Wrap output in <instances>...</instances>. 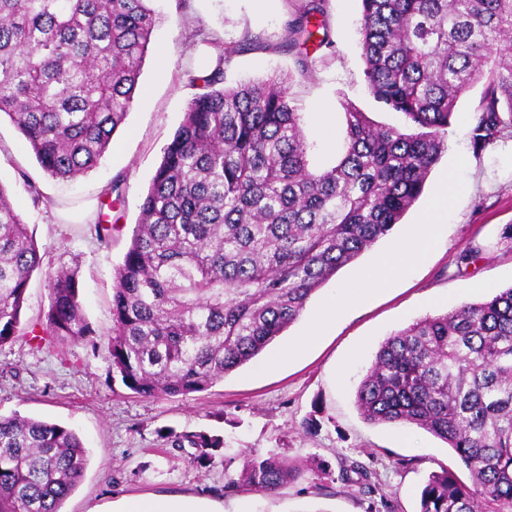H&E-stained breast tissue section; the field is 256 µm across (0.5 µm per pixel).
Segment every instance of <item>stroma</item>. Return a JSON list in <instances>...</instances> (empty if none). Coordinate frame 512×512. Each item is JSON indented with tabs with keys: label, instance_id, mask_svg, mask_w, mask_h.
<instances>
[{
	"label": "stroma",
	"instance_id": "1",
	"mask_svg": "<svg viewBox=\"0 0 512 512\" xmlns=\"http://www.w3.org/2000/svg\"><path fill=\"white\" fill-rule=\"evenodd\" d=\"M300 2L155 0L156 24L140 77L151 95L135 102L100 165L77 180L49 178L9 118H0V183L42 255L19 332L0 346V412L72 428L83 440L86 470L61 512H92L129 495L182 492L223 501L226 512H418L429 474L456 465L452 449L421 429L365 421L355 392L391 333L512 286V240L506 237L512 229V138L473 150L469 128L482 96L479 85L461 98L448 127L447 150L393 233L340 269L260 356L207 391L143 398L124 386L104 349L66 341L39 346L28 334L48 308V273L62 267L77 270L83 311L95 333H110L114 268L128 249L163 150L196 93L182 67L188 63L196 76L206 75L216 46L239 49L226 70L227 84L292 73L290 91L304 115L314 158L336 155L341 99L378 123L405 126L401 113L383 107L368 90L360 0H326L331 43L310 46L314 69L295 74L284 43L286 24ZM116 178L123 199L108 213L116 228L101 238L93 222L103 191ZM433 210L441 238L424 261L348 305L304 355L266 370L269 360L306 334L324 300L352 285L358 269L376 263L396 242L414 239ZM473 240L485 247L482 259L458 269V254ZM172 431L223 436L224 456L235 471L252 450L291 463L310 459L315 468L278 494H230L224 490L227 467L219 463L204 472L190 466L165 441ZM354 462L375 471V492L362 493L357 474L343 473V465Z\"/></svg>",
	"mask_w": 512,
	"mask_h": 512
}]
</instances>
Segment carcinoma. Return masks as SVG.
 I'll return each instance as SVG.
<instances>
[{
  "instance_id": "cac0c4a2",
  "label": "carcinoma",
  "mask_w": 512,
  "mask_h": 512,
  "mask_svg": "<svg viewBox=\"0 0 512 512\" xmlns=\"http://www.w3.org/2000/svg\"><path fill=\"white\" fill-rule=\"evenodd\" d=\"M154 0H0V115L51 178L75 180L108 152L139 93ZM325 0H304L288 51L311 71L308 44L329 43ZM361 57L377 101L404 128L340 102L341 149L311 165L291 77L225 84L241 48L217 46L140 205L114 271L112 334L94 340L78 272L47 274L43 341L101 345L143 398L202 392L271 345L344 266L388 236L447 148L459 99L481 83L473 149L512 137V0H361ZM42 256L0 184V346L21 321ZM364 420L446 442L471 485L429 476L420 512H512V286L427 314L389 336L359 383ZM194 467L224 439L171 436ZM81 437L0 413V512H60L84 475ZM224 491L269 495L310 470L251 452Z\"/></svg>"
}]
</instances>
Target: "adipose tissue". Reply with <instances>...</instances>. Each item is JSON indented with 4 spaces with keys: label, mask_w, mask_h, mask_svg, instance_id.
I'll return each instance as SVG.
<instances>
[{
    "label": "adipose tissue",
    "mask_w": 512,
    "mask_h": 512,
    "mask_svg": "<svg viewBox=\"0 0 512 512\" xmlns=\"http://www.w3.org/2000/svg\"><path fill=\"white\" fill-rule=\"evenodd\" d=\"M440 229L441 226L435 216H426L419 227L418 247L399 244L392 258L366 269L359 275L358 287L339 289L337 295L332 296L318 309L315 332L289 345L288 358L298 357L315 344L318 339L317 329L334 322L344 304L358 301L366 296L367 292L373 291L374 287L391 283L405 275L410 266L421 261L435 244ZM100 512H224V504L194 495L152 494L118 499L104 505Z\"/></svg>",
    "instance_id": "obj_1"
}]
</instances>
